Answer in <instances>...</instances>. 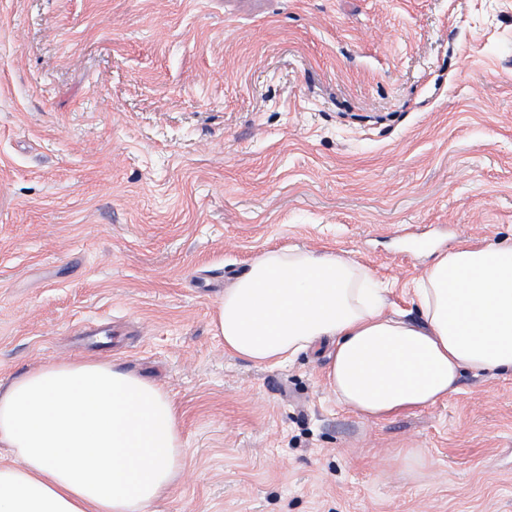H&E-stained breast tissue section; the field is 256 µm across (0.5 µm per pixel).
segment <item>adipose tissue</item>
I'll return each mask as SVG.
<instances>
[{
	"label": "adipose tissue",
	"mask_w": 512,
	"mask_h": 512,
	"mask_svg": "<svg viewBox=\"0 0 512 512\" xmlns=\"http://www.w3.org/2000/svg\"><path fill=\"white\" fill-rule=\"evenodd\" d=\"M369 280L333 254L266 250L212 325L225 352L269 367L329 341L328 387L364 418L434 405L465 370L512 372V242L439 255L416 289V321L384 314ZM0 446V512H148L187 466L173 398L89 359L0 385Z\"/></svg>",
	"instance_id": "adipose-tissue-1"
}]
</instances>
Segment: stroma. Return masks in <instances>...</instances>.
Segmentation results:
<instances>
[{
    "label": "stroma",
    "mask_w": 512,
    "mask_h": 512,
    "mask_svg": "<svg viewBox=\"0 0 512 512\" xmlns=\"http://www.w3.org/2000/svg\"><path fill=\"white\" fill-rule=\"evenodd\" d=\"M512 238V0H0V381L96 357L175 399L152 512H512V376L385 420L328 347L211 319L262 250L349 258L418 318L437 256Z\"/></svg>",
    "instance_id": "obj_1"
}]
</instances>
